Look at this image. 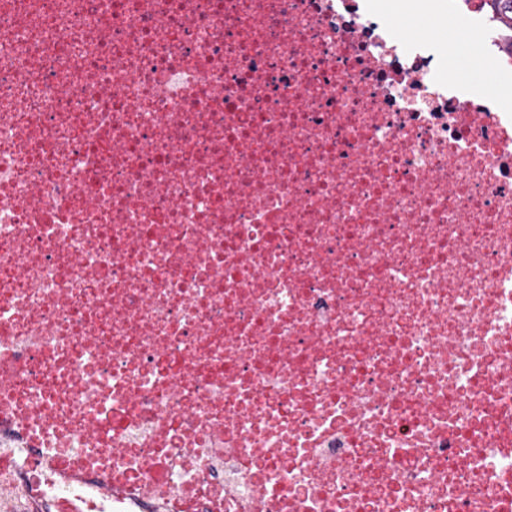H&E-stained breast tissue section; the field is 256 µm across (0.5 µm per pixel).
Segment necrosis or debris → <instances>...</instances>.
Wrapping results in <instances>:
<instances>
[{
	"mask_svg": "<svg viewBox=\"0 0 512 512\" xmlns=\"http://www.w3.org/2000/svg\"><path fill=\"white\" fill-rule=\"evenodd\" d=\"M440 71L364 0H0V512H512V113Z\"/></svg>",
	"mask_w": 512,
	"mask_h": 512,
	"instance_id": "obj_1",
	"label": "necrosis or debris"
}]
</instances>
